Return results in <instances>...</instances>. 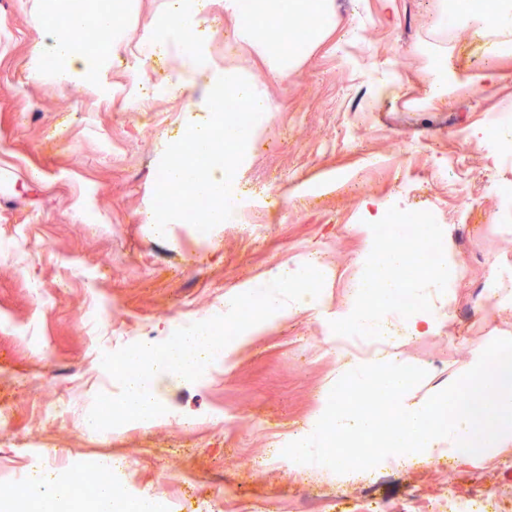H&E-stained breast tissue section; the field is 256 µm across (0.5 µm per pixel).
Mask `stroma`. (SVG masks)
<instances>
[{
    "label": "stroma",
    "instance_id": "obj_1",
    "mask_svg": "<svg viewBox=\"0 0 512 512\" xmlns=\"http://www.w3.org/2000/svg\"><path fill=\"white\" fill-rule=\"evenodd\" d=\"M210 20L195 52L208 75L244 76L268 107L233 182L251 206L238 221L199 234L184 221L154 229L152 199L161 156L188 124L199 83L171 81L173 63L151 55L148 80L169 84L155 111L164 125L126 109L124 57L135 40L177 46L172 0H127L109 48L87 80L35 78L34 47L83 0H0V488L59 478L44 469L51 449L75 452L87 474L110 458L109 481L135 496L176 502L175 512H224L227 494L254 512H370L412 495L455 489L477 512H512V448L491 447L482 480L467 457L412 460L365 474L310 466L289 473L281 453L355 357H337L338 312L347 306L367 244L360 224L376 204L392 214L425 212L450 242L448 287H424L431 330L389 340L369 355L423 368L411 400L454 382L475 352L512 338V310L484 292L512 269V120L487 135L491 115L512 109V27L441 24L443 0H332L336 26L290 75L272 71L238 41L222 64L213 55L236 38L224 0H201ZM444 61L455 87L432 95L428 66ZM493 73L486 84L473 77ZM329 275L314 307L262 330L232 359L196 382L178 377L167 417L84 431L97 393L120 387L103 353L172 335L186 306L199 318L244 282L261 285L296 270L316 249ZM119 320L87 323L91 302ZM178 482L163 484L162 468Z\"/></svg>",
    "mask_w": 512,
    "mask_h": 512
}]
</instances>
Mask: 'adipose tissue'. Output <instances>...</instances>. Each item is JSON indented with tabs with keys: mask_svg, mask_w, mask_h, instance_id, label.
I'll list each match as a JSON object with an SVG mask.
<instances>
[{
	"mask_svg": "<svg viewBox=\"0 0 512 512\" xmlns=\"http://www.w3.org/2000/svg\"><path fill=\"white\" fill-rule=\"evenodd\" d=\"M224 13L235 21L241 41L254 44L270 68L282 74L299 64V54L291 49L276 51L269 43L255 42L257 30L275 25L284 27L294 21L300 23L306 41L314 42L333 24L330 0H252L246 15L240 11V0H224ZM48 56L66 63L65 68L54 74L58 82H70L80 76L83 59L73 53L64 35H55L38 45L32 58L35 74H42V61ZM360 230L368 243V250L361 259L363 272L339 318L368 335L383 339L387 336V320L380 315L379 308L395 291L406 286L399 273L406 263L408 249L404 246L380 247L374 225H361Z\"/></svg>",
	"mask_w": 512,
	"mask_h": 512,
	"instance_id": "ef3b65f1",
	"label": "adipose tissue"
}]
</instances>
